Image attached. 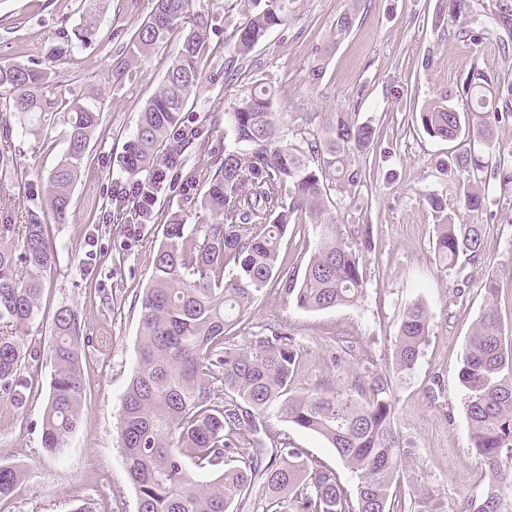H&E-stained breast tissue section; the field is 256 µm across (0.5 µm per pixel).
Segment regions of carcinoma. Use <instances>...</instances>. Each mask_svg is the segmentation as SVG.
Returning a JSON list of instances; mask_svg holds the SVG:
<instances>
[{"label":"carcinoma","instance_id":"obj_1","mask_svg":"<svg viewBox=\"0 0 512 512\" xmlns=\"http://www.w3.org/2000/svg\"><path fill=\"white\" fill-rule=\"evenodd\" d=\"M299 0H251L231 51L247 57L272 29L287 24ZM437 18L451 17L448 35L472 43L501 31L499 52L512 59V0H439ZM189 0H154L122 52L146 54L187 25L161 87L139 113L122 159L125 182L116 183L115 201L142 223H165L153 257V275L139 301L136 367L123 397L119 429L137 512H447L445 499L430 487L414 485L410 469L415 449L394 428L392 382L386 373H352L343 388L325 383L300 392L294 386L298 353L278 330L249 345L228 332L242 322L264 289L275 282L300 308L320 311L354 303L365 278L359 254L340 224L344 193L367 186V158L378 130L343 110L326 118L307 112L295 127L274 108L275 94L259 83L230 104L224 122L233 142L212 155L194 175L203 187L201 204L213 217L192 228L154 211L155 195L181 181L179 154L171 141L194 122L186 111L190 93L202 79V59L221 44L209 41L208 18L187 16ZM346 11L335 24L336 38L353 28ZM96 26L73 30L81 47L91 45ZM51 69L0 62V107L37 135L58 100L46 95ZM431 137L453 141L462 134L479 148L448 156V173L464 172L463 209L483 213L493 200L500 208L489 219L512 223V149L495 131L512 123V78L474 65L455 89L442 90L419 111ZM67 148L45 179L39 203L21 214L20 224H0V393L16 406L26 402L22 364L40 355L37 341L18 336L38 315L44 280L55 267L47 238L48 221L63 224L72 204L84 154L106 133L103 103L88 96L63 112ZM14 164L10 122L0 116V169ZM442 219L434 252L453 268L482 256L480 224L457 223L444 214L445 201L426 197ZM306 215L319 228V241L302 277L279 265L288 227ZM488 302L463 352L458 381L466 393L471 443L488 480L473 512H512V349L504 348L494 303V280L485 282ZM430 316L415 303L403 312L393 340V372L417 365L429 336ZM55 374L43 417L42 443L58 454L78 428L85 385L78 344L77 313L58 309L52 324ZM323 437L356 476L349 488L324 464L308 458L269 429L268 416ZM210 470L213 481L196 480L194 470ZM25 471L0 462V502L10 499ZM262 486L254 502L250 490Z\"/></svg>","mask_w":512,"mask_h":512}]
</instances>
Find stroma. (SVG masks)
Returning a JSON list of instances; mask_svg holds the SVG:
<instances>
[{
    "label": "stroma",
    "mask_w": 512,
    "mask_h": 512,
    "mask_svg": "<svg viewBox=\"0 0 512 512\" xmlns=\"http://www.w3.org/2000/svg\"><path fill=\"white\" fill-rule=\"evenodd\" d=\"M98 29L93 43L71 48L66 32L82 22L80 0H0V62L52 66L50 96L71 101L90 91L101 93L107 134L91 142L74 188L73 205L62 224H49L57 254L46 280L41 310L31 335L43 352L26 362V403L16 407L0 397V462L26 472L15 495L0 512H71L89 501L97 512H136V494L122 457L118 419L128 376L135 366L139 302L152 274V258L162 238L158 224L114 223L112 191L121 176L120 160L146 100L159 88L180 40L133 61L122 81L112 64L123 42L153 7L152 0H98ZM437 0H299L286 25L270 31L244 60L234 58L235 25L249 9L247 0H191V13L208 14L212 40L222 41V56L203 61L202 82L188 102L198 135L186 151L188 169L206 166L211 153L223 150L228 137L214 126L229 105L256 83L271 85L285 120L302 112L330 113L356 107L359 120H371L380 134L374 176L361 199L366 213L343 211L341 230L360 246L366 283L353 304L309 311L283 299L268 286L232 334L248 344L255 334L278 325L299 353L294 384L305 391L329 379L345 385L352 372L370 367L391 371L392 340L404 310L422 303L430 332L417 366L395 376V427L416 450L414 469L422 484L442 493L450 512H465L487 476L471 446L465 394L458 382L462 353L488 300L483 288L493 279L495 303L506 342L512 343V224L477 217L483 226V254L476 265L442 267L434 256L438 222L424 197L437 193L448 215L459 212L455 178L440 173L449 153L468 149L457 139L429 137L415 112L437 91L455 86L471 66L501 72L498 34L479 44L443 38L432 27ZM356 14L350 34L335 41L337 17ZM330 49L320 84L308 73L320 50ZM11 169L0 170V224L17 221L38 201L46 173L66 148L61 122L40 136L13 129ZM199 187L158 194L155 207L181 216L185 224H205L197 205ZM318 229L311 223L288 231L280 259L289 272L302 273L315 248ZM77 312L86 399L81 423L63 452L47 455L42 422L54 374L49 352L52 320L61 307ZM342 340L348 353L332 363L328 344ZM270 427L303 448L310 457L335 469L342 482L355 475L321 436L270 418Z\"/></svg>",
    "instance_id": "obj_1"
}]
</instances>
